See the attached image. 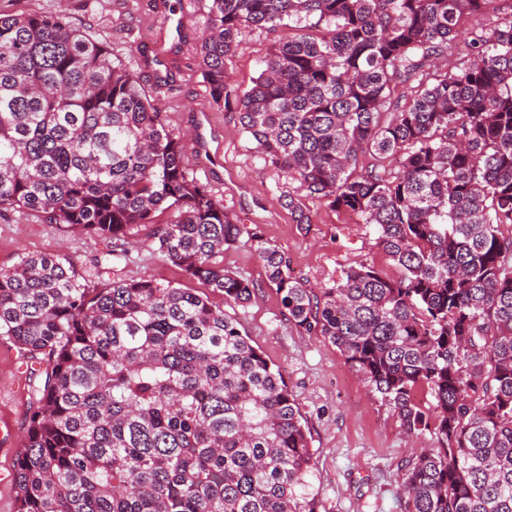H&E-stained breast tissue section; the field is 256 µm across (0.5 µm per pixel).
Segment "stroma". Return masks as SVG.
I'll return each mask as SVG.
<instances>
[{"label": "stroma", "mask_w": 512, "mask_h": 512, "mask_svg": "<svg viewBox=\"0 0 512 512\" xmlns=\"http://www.w3.org/2000/svg\"><path fill=\"white\" fill-rule=\"evenodd\" d=\"M205 0H0V14L41 12L61 15L103 42L115 63L133 71L146 95L158 104L167 130L184 147V165L207 185L229 217L259 229L288 257L296 276L321 290L333 287L343 271L374 264L395 267L373 229L349 211L304 198L311 222L296 224L282 198L283 179L265 163L255 142L240 130L235 108L216 106L196 49L209 33ZM246 28L228 81L232 95L249 90L273 45L292 36ZM112 248L110 239L46 223L24 211L0 213V269L31 253L59 255L78 276L96 278L97 262ZM130 262L116 272L130 280L153 279L196 288L178 267L162 261L146 228L132 230ZM226 269L251 279L255 295L224 310L237 319L253 346L280 370L310 430L313 470L310 490L321 512H403L398 470L405 460L433 447L430 433L408 437L378 393L322 337L292 327L280 295L267 282L262 263L243 245L226 247ZM40 377L8 337L0 336V420L10 433L0 442V512H17L15 473L27 443L29 417L36 408Z\"/></svg>", "instance_id": "obj_1"}]
</instances>
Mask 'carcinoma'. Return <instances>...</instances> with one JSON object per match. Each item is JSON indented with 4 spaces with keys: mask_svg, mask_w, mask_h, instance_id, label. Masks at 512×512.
<instances>
[{
    "mask_svg": "<svg viewBox=\"0 0 512 512\" xmlns=\"http://www.w3.org/2000/svg\"><path fill=\"white\" fill-rule=\"evenodd\" d=\"M207 8L200 65L220 107L243 30L294 23L235 99L241 130L284 178L297 224L310 223L304 194L356 213L397 276L362 264L315 294L189 177L157 105L104 44L59 16H0V211L110 238L114 264L147 227L207 289L90 285L56 255L0 272V336L46 364L18 512H320L307 422L224 312L255 293L217 261L240 242L288 322L336 346L407 435L434 436L401 467L403 512H512V0ZM484 14L489 26H467ZM461 37L467 58L433 74ZM172 208L177 221L156 220Z\"/></svg>",
    "mask_w": 512,
    "mask_h": 512,
    "instance_id": "cac0c4a2",
    "label": "carcinoma"
}]
</instances>
